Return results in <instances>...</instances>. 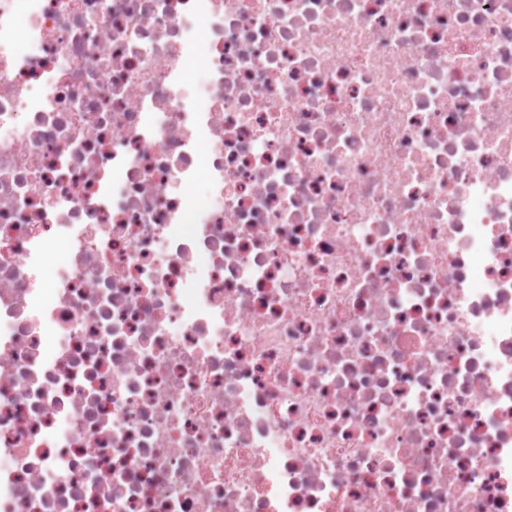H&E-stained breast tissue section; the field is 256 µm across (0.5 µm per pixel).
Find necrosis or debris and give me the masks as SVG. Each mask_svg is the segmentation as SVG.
Listing matches in <instances>:
<instances>
[{
    "instance_id": "4bbe7bcc",
    "label": "necrosis or debris",
    "mask_w": 512,
    "mask_h": 512,
    "mask_svg": "<svg viewBox=\"0 0 512 512\" xmlns=\"http://www.w3.org/2000/svg\"><path fill=\"white\" fill-rule=\"evenodd\" d=\"M0 512H512V0H0Z\"/></svg>"
}]
</instances>
